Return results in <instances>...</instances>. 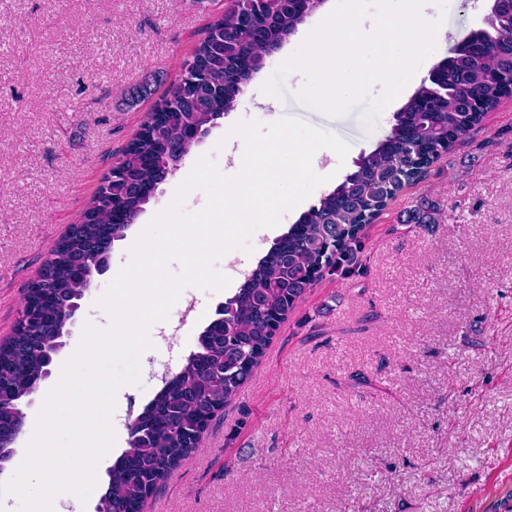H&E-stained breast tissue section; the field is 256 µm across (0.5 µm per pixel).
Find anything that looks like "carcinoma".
Here are the masks:
<instances>
[{
  "label": "carcinoma",
  "mask_w": 512,
  "mask_h": 512,
  "mask_svg": "<svg viewBox=\"0 0 512 512\" xmlns=\"http://www.w3.org/2000/svg\"><path fill=\"white\" fill-rule=\"evenodd\" d=\"M323 0H233L210 24L180 79L104 176L79 220L49 251L27 290L14 334L0 343V471L15 455L21 401L44 378L67 313L112 243L179 166L207 127L231 111L242 86ZM512 97V0L489 30L470 32L433 84L423 82L379 147L357 162L276 242L197 337L195 350L129 430L96 512H143L146 500L197 451L215 416L233 404L273 338L316 282L364 268L365 229L403 188ZM428 195L399 224H440Z\"/></svg>",
  "instance_id": "cac0c4a2"
}]
</instances>
